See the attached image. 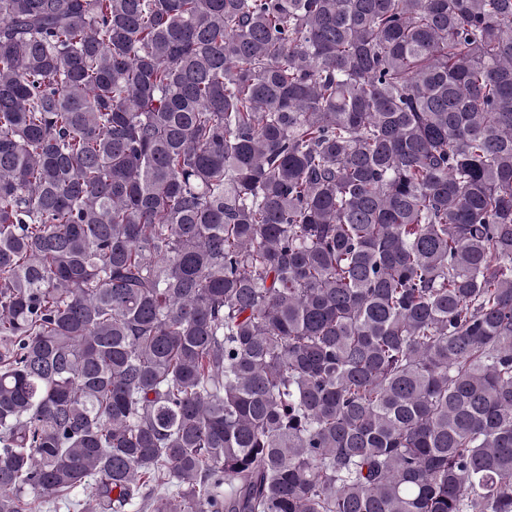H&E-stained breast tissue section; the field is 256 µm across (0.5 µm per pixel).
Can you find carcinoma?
I'll return each instance as SVG.
<instances>
[{
    "label": "carcinoma",
    "mask_w": 512,
    "mask_h": 512,
    "mask_svg": "<svg viewBox=\"0 0 512 512\" xmlns=\"http://www.w3.org/2000/svg\"><path fill=\"white\" fill-rule=\"evenodd\" d=\"M57 500L512 512V0H0V512Z\"/></svg>",
    "instance_id": "cac0c4a2"
}]
</instances>
